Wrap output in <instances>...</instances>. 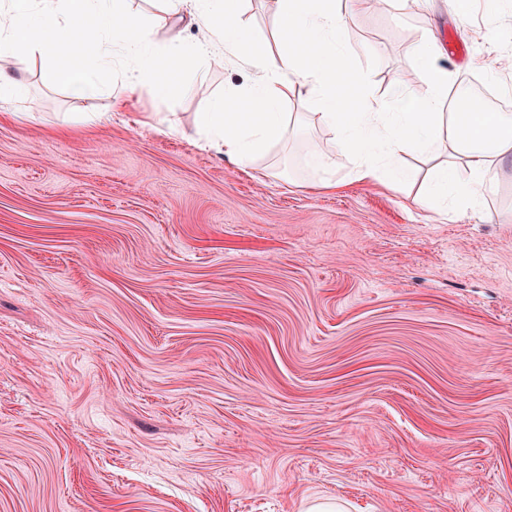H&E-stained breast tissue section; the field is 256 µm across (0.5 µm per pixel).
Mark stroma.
<instances>
[{
  "instance_id": "stroma-1",
  "label": "stroma",
  "mask_w": 512,
  "mask_h": 512,
  "mask_svg": "<svg viewBox=\"0 0 512 512\" xmlns=\"http://www.w3.org/2000/svg\"><path fill=\"white\" fill-rule=\"evenodd\" d=\"M159 45L206 33L131 0ZM449 0L352 16L371 91L415 85L431 32L460 83L512 57ZM276 0H249L276 51ZM0 118V512H501L512 505V163L441 215L299 144L243 169L191 139L248 67L208 57L165 100L77 97L32 56ZM174 116L181 135L147 118ZM472 66L478 70L487 81L496 84L502 81L503 67L500 58L479 56L473 59Z\"/></svg>"
}]
</instances>
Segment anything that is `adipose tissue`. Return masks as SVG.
Returning <instances> with one entry per match:
<instances>
[{
  "label": "adipose tissue",
  "mask_w": 512,
  "mask_h": 512,
  "mask_svg": "<svg viewBox=\"0 0 512 512\" xmlns=\"http://www.w3.org/2000/svg\"><path fill=\"white\" fill-rule=\"evenodd\" d=\"M162 2L168 14L188 13L206 31L192 53L175 45L151 48L140 16L125 0H0V54H40L51 63L54 82L84 96L101 92L98 61L118 46L129 57L126 88L146 86L163 99L189 61L224 53L254 74L242 91L210 99L197 116L194 143L250 165L294 124L281 106L302 87L313 121L333 134L330 146L316 143L305 154L306 166L325 186L341 155L354 180L401 191L411 177L409 157L431 156L442 141L448 157L432 166L423 199L441 210L477 212L495 190L498 169L512 162V113H486L477 103L466 112L448 111V71L432 39L418 53L415 87L394 84L386 98L370 93V74L357 67L345 39L347 13L405 15L421 0H277L273 26L281 46L274 55L253 51L243 0ZM461 169L468 173L463 181Z\"/></svg>",
  "instance_id": "1"
}]
</instances>
